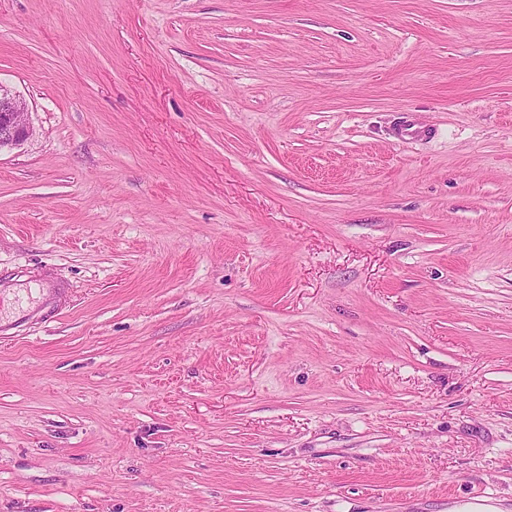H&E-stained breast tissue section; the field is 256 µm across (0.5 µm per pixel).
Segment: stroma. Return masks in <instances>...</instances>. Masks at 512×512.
<instances>
[{
	"label": "stroma",
	"mask_w": 512,
	"mask_h": 512,
	"mask_svg": "<svg viewBox=\"0 0 512 512\" xmlns=\"http://www.w3.org/2000/svg\"><path fill=\"white\" fill-rule=\"evenodd\" d=\"M0 84V512H512V0H0ZM27 114L25 103L0 84V150L19 145L31 135ZM33 290H36L42 299L49 296L51 294L50 301H53L57 298V295L63 291L62 288H48L42 286L41 288H12L9 289L10 295V305L13 309V314L15 320L12 321L8 327L3 325L0 322V334L4 332L5 329H13L27 324L33 316L31 315L29 303L25 301V299H29V296L32 295ZM56 301H53L55 303Z\"/></svg>",
	"instance_id": "1"
}]
</instances>
